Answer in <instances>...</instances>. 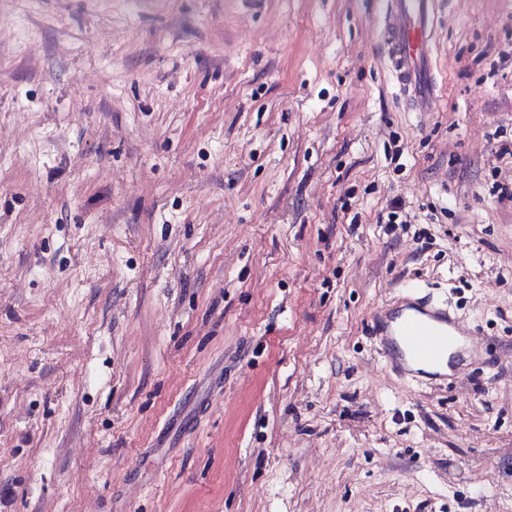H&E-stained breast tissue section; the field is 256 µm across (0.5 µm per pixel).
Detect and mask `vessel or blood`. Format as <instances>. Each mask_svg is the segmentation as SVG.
I'll return each mask as SVG.
<instances>
[{
	"mask_svg": "<svg viewBox=\"0 0 512 512\" xmlns=\"http://www.w3.org/2000/svg\"><path fill=\"white\" fill-rule=\"evenodd\" d=\"M435 0H391L384 41L393 71L413 110L431 111L436 101L429 44ZM376 349L390 369L415 382H448L482 359L473 329L464 327L447 303L411 285L375 312Z\"/></svg>",
	"mask_w": 512,
	"mask_h": 512,
	"instance_id": "vessel-or-blood-1",
	"label": "vessel or blood"
}]
</instances>
